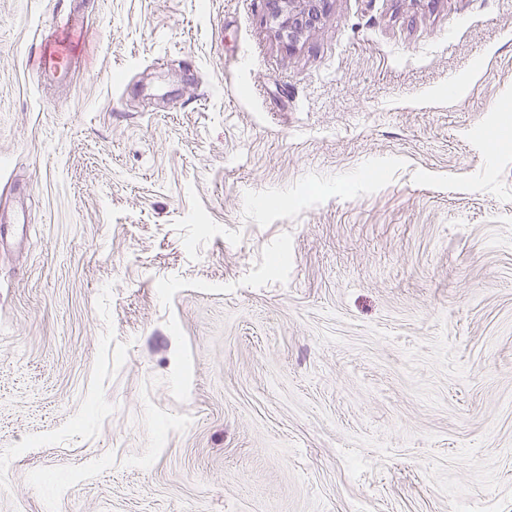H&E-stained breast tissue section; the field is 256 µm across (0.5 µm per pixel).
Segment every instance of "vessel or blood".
Returning a JSON list of instances; mask_svg holds the SVG:
<instances>
[{
	"label": "vessel or blood",
	"instance_id": "1",
	"mask_svg": "<svg viewBox=\"0 0 512 512\" xmlns=\"http://www.w3.org/2000/svg\"><path fill=\"white\" fill-rule=\"evenodd\" d=\"M88 26L75 15H67L41 35V52L31 62L36 72L44 77L62 78V62L75 58L74 43L87 38Z\"/></svg>",
	"mask_w": 512,
	"mask_h": 512
}]
</instances>
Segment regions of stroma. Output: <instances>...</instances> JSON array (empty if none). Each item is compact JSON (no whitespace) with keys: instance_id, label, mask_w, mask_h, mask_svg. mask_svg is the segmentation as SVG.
<instances>
[{"instance_id":"obj_1","label":"stroma","mask_w":512,"mask_h":512,"mask_svg":"<svg viewBox=\"0 0 512 512\" xmlns=\"http://www.w3.org/2000/svg\"><path fill=\"white\" fill-rule=\"evenodd\" d=\"M70 7L0 0V512H512V0H84L40 76ZM269 9L278 37L289 48L293 47L321 17L327 0H271ZM89 28L72 13L57 21L52 28L41 34V52L33 59L31 66L44 77L62 79L66 71H59L62 62L77 57L73 48L76 42L88 37Z\"/></svg>"}]
</instances>
